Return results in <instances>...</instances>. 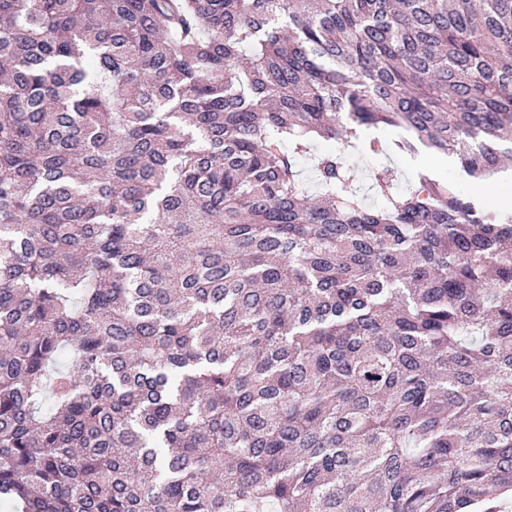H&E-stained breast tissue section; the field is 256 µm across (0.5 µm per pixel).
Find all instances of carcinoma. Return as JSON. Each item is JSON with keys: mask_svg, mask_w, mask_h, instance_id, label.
<instances>
[{"mask_svg": "<svg viewBox=\"0 0 512 512\" xmlns=\"http://www.w3.org/2000/svg\"><path fill=\"white\" fill-rule=\"evenodd\" d=\"M422 149L512 156V0H0V499L498 512L512 207ZM428 155L429 158H433L436 155L428 154V151H421L414 157H402L391 154L389 156H380L378 161L366 162L365 160L354 158V164L359 167L362 173L361 188L363 184L368 181L367 175L369 170L379 166L388 165L394 171V179L397 186L404 190L409 182H411L419 171H429L436 179L448 181V184L456 186L468 193L484 194V197L497 202L512 204V175L507 180H499V174L493 178L490 185L474 187L470 186V179L462 171L458 160L455 163H449L440 168L430 169L426 166V162L423 161V156ZM376 164L372 166L371 164Z\"/></svg>", "mask_w": 512, "mask_h": 512, "instance_id": "cac0c4a2", "label": "carcinoma"}]
</instances>
